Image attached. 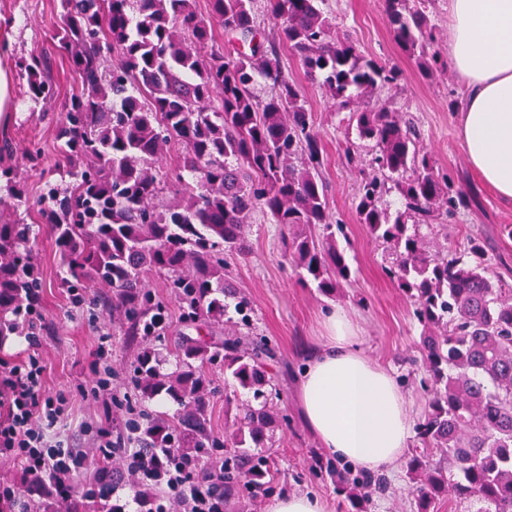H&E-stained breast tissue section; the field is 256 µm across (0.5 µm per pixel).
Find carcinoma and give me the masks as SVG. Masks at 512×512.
<instances>
[{
	"mask_svg": "<svg viewBox=\"0 0 512 512\" xmlns=\"http://www.w3.org/2000/svg\"><path fill=\"white\" fill-rule=\"evenodd\" d=\"M324 2L268 0L280 23L266 33L254 26L252 0H209L205 14L197 0H58L56 39L77 76L58 132L71 181H45L34 207L42 223L53 226L68 266L66 286L111 287L112 308L132 336L154 335L166 310L144 277L149 268L167 273L187 321H223L224 298L232 295L224 252L245 249L258 208L273 223L296 228L287 249L299 282L336 295L351 271L332 231L311 112L280 67L278 49L288 46L307 73L323 76L332 109L351 112L359 140L374 143V173L359 187L358 222L395 249L388 276L412 301L424 328L428 406L416 426L422 453L407 464L413 512H433L444 498L474 497L494 512H512V289L496 287L487 276L477 243L469 247L474 260H465L433 248L418 232L455 216L467 205L466 195L435 168L410 121L385 103L364 104L400 71L335 34L320 8ZM426 2L387 0L394 41L430 76L436 54L428 52ZM217 26L249 52L216 48ZM115 53L120 64L108 70L104 60ZM22 66L29 96L53 98L47 59L33 55ZM259 77L275 95H255ZM173 150L179 188L164 204L159 163ZM298 153L304 155L300 168L290 163ZM392 187L405 202L394 215L384 203ZM29 235L28 224L0 222V336L21 333L20 296L41 287ZM271 356L262 338L228 336L213 349L188 339L179 371L168 375L157 369L151 351L139 353L133 383L142 396L170 397L186 408L176 424L142 413V421L132 422L139 447L195 448L204 456L212 448H233L236 465L224 468V495L241 487L254 499L265 494L273 474L251 449L265 447L277 427L263 401ZM196 360L223 363L224 373L260 401L241 407L222 439L211 430L210 395ZM327 469L356 512H367L371 495L385 488L382 477L352 478L331 463ZM455 470L457 480L451 479Z\"/></svg>",
	"mask_w": 512,
	"mask_h": 512,
	"instance_id": "cac0c4a2",
	"label": "carcinoma"
}]
</instances>
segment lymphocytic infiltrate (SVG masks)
<instances>
[{"label":"lymphocytic infiltrate","instance_id":"1","mask_svg":"<svg viewBox=\"0 0 512 512\" xmlns=\"http://www.w3.org/2000/svg\"><path fill=\"white\" fill-rule=\"evenodd\" d=\"M39 294L26 307L24 335L33 351L17 364H0V457L14 460L24 483L50 485L67 498L70 480L78 470L96 462L121 460L125 472L139 482H153L164 472L154 512H224V497L214 488L224 481L221 465L176 452L121 448L106 439L94 448L62 447L49 434L61 412L60 402L44 390V367L34 348L40 339L35 308Z\"/></svg>","mask_w":512,"mask_h":512}]
</instances>
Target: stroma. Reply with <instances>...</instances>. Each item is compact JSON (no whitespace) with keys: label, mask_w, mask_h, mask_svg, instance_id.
<instances>
[{"label":"stroma","mask_w":512,"mask_h":512,"mask_svg":"<svg viewBox=\"0 0 512 512\" xmlns=\"http://www.w3.org/2000/svg\"><path fill=\"white\" fill-rule=\"evenodd\" d=\"M324 11L337 32L348 35L364 56L400 69L399 81L378 88L371 104L386 102L405 113L419 129L424 151L470 201L469 207L454 218L420 226V234L459 254L467 251L471 240H480L492 281L512 288V205L501 202L481 182L469 165L458 134L462 85L446 67L448 0H429L427 5L434 24L432 49L440 63L431 77L422 75L393 41L386 0H326ZM58 21L56 0H0V64L11 69L15 84L22 85L27 81L22 62L35 54L45 55L55 87V95L48 101L16 97L10 123L0 127V139H10L13 146L12 154L0 157V165L12 170L10 179L0 181V219H21L32 226L29 248L42 281L38 353L46 393L66 403L61 436L89 448L101 431L123 435L126 420L137 417L140 410L161 411L171 418L181 413V405L173 400L144 402L135 396L130 377L143 348H151L161 372L171 374L178 365L183 337L204 342L231 335L262 337L275 351L268 363L272 383L266 389L267 403L284 418L264 451L277 471L271 496L309 493L324 498L330 512H352L349 501L337 495L330 477L320 470L318 459L324 451L302 421L295 398L296 379L306 354L323 334L325 311L335 306L346 309L359 328L365 353L394 370L415 419H422L427 410L424 374L417 362L423 327L413 315L410 300L386 275L395 260L392 245L372 237L356 217L361 179L372 171V143L358 139L349 111L330 108L322 77L309 76L298 56L280 48V66L301 90L322 146L325 163L321 177L327 186L332 221L340 226L336 243L345 252L350 282L333 298L321 295L316 288L301 287L285 257L287 228L271 223L259 209L251 218L245 252L226 257L229 282L252 303L248 322H241L234 299L228 298L222 323H206L198 329L187 326L170 294L166 274L149 270L145 278L152 292L166 303L167 324L151 338L128 335L126 322L112 313L111 289L90 288L77 294L66 287L67 272L51 225L41 223L36 213L18 206L13 197L18 190L31 199L40 193L45 180L62 184L69 180L70 165L58 151L57 134L60 114L76 79L54 37ZM34 145L46 159L45 166L37 170L20 162L22 152ZM349 153L354 156L350 163L345 160ZM104 334L110 341L107 357L101 360L97 357L98 338ZM102 365L112 372L115 398L111 401L98 394L95 372ZM203 370L214 390L210 400L212 430L220 436L253 395L225 374L223 364L207 363ZM385 479L386 490L374 494L368 512H411L405 465H398Z\"/></svg>","instance_id":"stroma-1"}]
</instances>
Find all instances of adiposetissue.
Returning a JSON list of instances; mask_svg holds the SVG:
<instances>
[{
    "instance_id": "obj_1",
    "label": "adipose tissue",
    "mask_w": 512,
    "mask_h": 512,
    "mask_svg": "<svg viewBox=\"0 0 512 512\" xmlns=\"http://www.w3.org/2000/svg\"><path fill=\"white\" fill-rule=\"evenodd\" d=\"M448 62L464 83L459 135L469 163L512 204V0H448ZM299 379L303 420L329 455L367 474L394 469L414 417L390 370L366 356L341 309Z\"/></svg>"
}]
</instances>
